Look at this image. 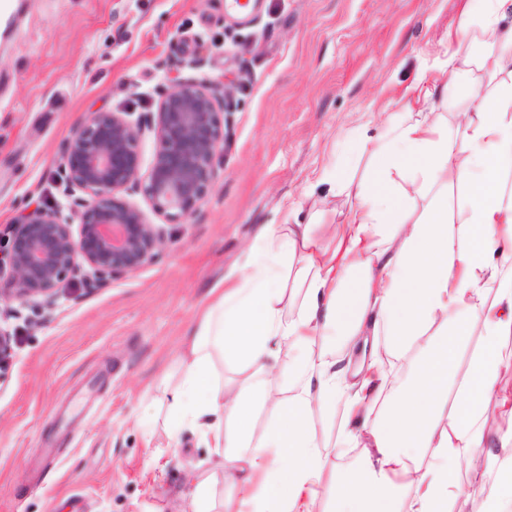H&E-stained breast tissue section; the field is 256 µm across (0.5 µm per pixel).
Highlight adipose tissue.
<instances>
[{"instance_id":"1","label":"adipose tissue","mask_w":512,"mask_h":512,"mask_svg":"<svg viewBox=\"0 0 512 512\" xmlns=\"http://www.w3.org/2000/svg\"><path fill=\"white\" fill-rule=\"evenodd\" d=\"M511 15L512 0H467L448 80L416 76L405 113L371 139V178L331 246L312 224L264 225L241 274L212 290L177 380L153 388L169 447L196 432L235 490L217 500L214 476H198L193 512H454L463 493L512 512V394L500 386L512 367ZM477 32L493 44L480 60ZM338 405L335 447L366 459L342 475L311 423ZM492 439L500 453L483 454Z\"/></svg>"}]
</instances>
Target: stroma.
I'll return each mask as SVG.
<instances>
[{"label":"stroma","mask_w":512,"mask_h":512,"mask_svg":"<svg viewBox=\"0 0 512 512\" xmlns=\"http://www.w3.org/2000/svg\"><path fill=\"white\" fill-rule=\"evenodd\" d=\"M464 0H25L0 21V253L25 209L78 224L63 148L96 112L139 118L187 80L222 83L232 108L216 178L179 223L142 192L122 199L164 237L157 258L52 299L0 300L22 341L0 361V512H178L219 456L191 432L166 446L144 398L172 370L210 292L265 224L329 234L370 161L353 131L382 133L416 73L437 74Z\"/></svg>","instance_id":"obj_1"}]
</instances>
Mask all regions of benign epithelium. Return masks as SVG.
<instances>
[{
    "label": "benign epithelium",
    "instance_id": "benign-epithelium-1",
    "mask_svg": "<svg viewBox=\"0 0 512 512\" xmlns=\"http://www.w3.org/2000/svg\"><path fill=\"white\" fill-rule=\"evenodd\" d=\"M227 107L217 85L185 81L162 96L156 111L132 122L126 112H97L67 141V189L79 199V234L57 209L35 207L13 224L7 253L20 302L52 298L59 285L89 267L99 280L132 272L157 255L162 231L120 193L139 187L154 212L172 222L189 218L216 177ZM155 141L141 176L140 141Z\"/></svg>",
    "mask_w": 512,
    "mask_h": 512
}]
</instances>
